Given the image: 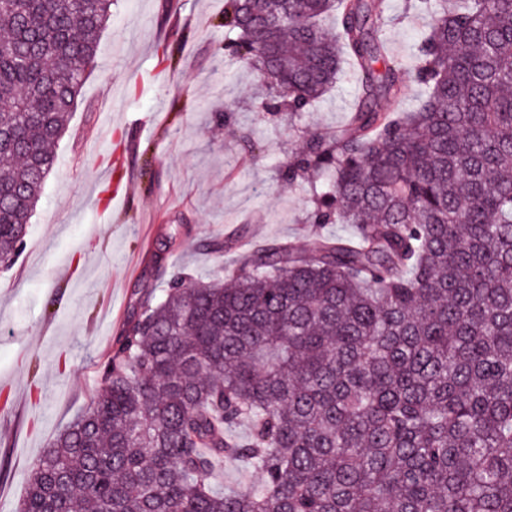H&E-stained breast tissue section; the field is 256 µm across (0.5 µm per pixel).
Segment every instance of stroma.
I'll list each match as a JSON object with an SVG mask.
<instances>
[{
    "label": "stroma",
    "instance_id": "1",
    "mask_svg": "<svg viewBox=\"0 0 512 512\" xmlns=\"http://www.w3.org/2000/svg\"><path fill=\"white\" fill-rule=\"evenodd\" d=\"M403 6L387 0L382 33L412 70L426 20ZM223 13L224 0H114L23 251L0 269V512H17L31 463L85 410L161 271L225 278L252 242L309 251L353 232L306 223V191L279 170L307 132L344 125L354 78L300 123L261 111L260 77L224 57Z\"/></svg>",
    "mask_w": 512,
    "mask_h": 512
}]
</instances>
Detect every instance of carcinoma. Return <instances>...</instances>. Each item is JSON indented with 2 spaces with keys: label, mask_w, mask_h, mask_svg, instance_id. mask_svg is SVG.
<instances>
[{
  "label": "carcinoma",
  "mask_w": 512,
  "mask_h": 512,
  "mask_svg": "<svg viewBox=\"0 0 512 512\" xmlns=\"http://www.w3.org/2000/svg\"><path fill=\"white\" fill-rule=\"evenodd\" d=\"M112 0H0V259L19 255ZM428 13L411 111L385 0H225L224 57L299 121L360 77L280 176L307 254L259 242L227 280L139 299L20 512H512V0ZM248 421V435L233 430ZM217 459L262 474L218 491Z\"/></svg>",
  "instance_id": "carcinoma-1"
}]
</instances>
